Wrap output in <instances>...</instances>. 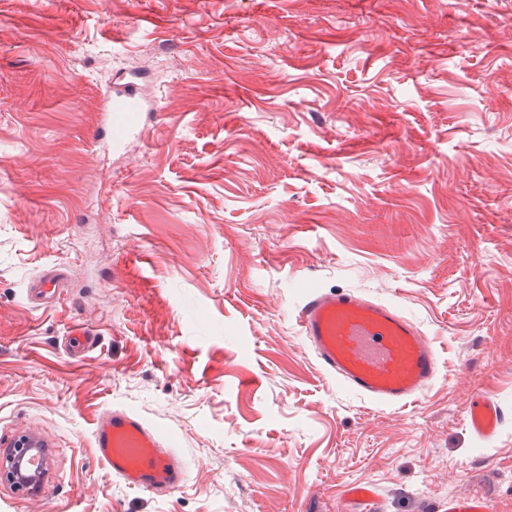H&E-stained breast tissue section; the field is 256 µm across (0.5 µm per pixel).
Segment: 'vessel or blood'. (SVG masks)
Returning <instances> with one entry per match:
<instances>
[{
	"instance_id": "b4317fda",
	"label": "vessel or blood",
	"mask_w": 512,
	"mask_h": 512,
	"mask_svg": "<svg viewBox=\"0 0 512 512\" xmlns=\"http://www.w3.org/2000/svg\"><path fill=\"white\" fill-rule=\"evenodd\" d=\"M62 277L55 272L30 281L25 290L31 308L58 304ZM296 321L321 370L361 399L380 407L403 406L418 399L440 375L438 351L392 305L354 291L315 290L299 305ZM500 407L478 399L468 423L479 437L496 434ZM96 456L107 473L125 485L153 495L178 489L188 471L177 451L130 410L112 407L93 429ZM352 512H375V492L356 484L345 491ZM444 512H493L484 496L452 497Z\"/></svg>"
}]
</instances>
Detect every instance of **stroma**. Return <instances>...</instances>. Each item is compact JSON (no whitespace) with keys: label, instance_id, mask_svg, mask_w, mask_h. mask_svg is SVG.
<instances>
[{"label":"stroma","instance_id":"stroma-1","mask_svg":"<svg viewBox=\"0 0 512 512\" xmlns=\"http://www.w3.org/2000/svg\"><path fill=\"white\" fill-rule=\"evenodd\" d=\"M130 80L156 110L102 151ZM50 270L66 294L30 310ZM311 288L396 306L438 380L382 408L328 378ZM115 406L180 453L177 491L105 472ZM24 436L43 474H0V512H345L355 481L377 512H512V0H0V466ZM123 103L131 105L133 107L132 112H141L138 96L133 89L126 88L123 90H117L112 93V100L107 98L104 101L102 112H104L105 122L110 120L109 112H112V108ZM503 414L500 407L491 401L477 399L468 411V423L471 430L479 437L489 438L496 434ZM15 448H22L21 452H20V456H18L17 458H15V456H12V461H11V466H12V472H13V475L16 474V475H19L20 476V480L19 482H14L12 481L13 483H17V487L21 488V489H24V487H35L37 485V482L36 481V474L33 473V474H23L22 473V465L25 461V465L28 469H30L29 465L27 464V460H25V456L29 453V452H32L34 455L36 456H41L42 460L46 454V446H45V443L43 442H40V443H37L36 441H33V440H30L29 438H22L20 439L19 441H17L15 444H14ZM13 446V447H14ZM492 502L484 496L466 495L463 497H449L448 507L443 512H492Z\"/></svg>","mask_w":512,"mask_h":512}]
</instances>
